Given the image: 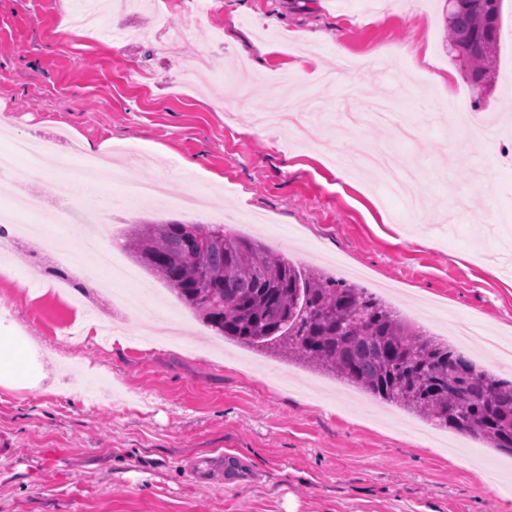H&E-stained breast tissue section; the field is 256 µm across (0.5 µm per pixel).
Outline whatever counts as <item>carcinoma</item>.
I'll return each instance as SVG.
<instances>
[{"instance_id": "obj_1", "label": "carcinoma", "mask_w": 512, "mask_h": 512, "mask_svg": "<svg viewBox=\"0 0 512 512\" xmlns=\"http://www.w3.org/2000/svg\"><path fill=\"white\" fill-rule=\"evenodd\" d=\"M502 0H445L447 49L490 77ZM131 257L227 339L343 379L512 453V381L481 371L368 289L301 269L222 224H132Z\"/></svg>"}]
</instances>
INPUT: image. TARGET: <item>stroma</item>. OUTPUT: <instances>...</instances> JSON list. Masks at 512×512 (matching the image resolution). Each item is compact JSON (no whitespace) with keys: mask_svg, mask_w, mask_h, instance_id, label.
<instances>
[{"mask_svg":"<svg viewBox=\"0 0 512 512\" xmlns=\"http://www.w3.org/2000/svg\"><path fill=\"white\" fill-rule=\"evenodd\" d=\"M74 0H0V113L13 131L103 150L126 168L128 148L167 178L172 196L206 192L189 213L133 199L113 182L109 247L129 224H221L258 237L301 267L361 287L399 285L383 299L451 347L454 315L512 345V0H502L494 77L475 88L445 48L443 0H211L202 24L185 13L113 6L108 35L68 23ZM176 37L174 53L144 58L130 29ZM349 60L348 86L293 77L301 56ZM462 75L442 95L430 74ZM310 124L305 142L272 126L229 123L273 94ZM394 100L420 129L402 142L369 123L343 133V115ZM487 127L490 152L464 154L450 131L460 116ZM387 149L414 169L417 206L370 171L332 153ZM52 251L28 239L0 260V324L44 354L40 388L0 386V512H506L512 455L472 435L300 363L217 336L164 284L142 307L99 292L94 256L77 251L64 272L74 297H57ZM105 318L126 332L66 340L65 323Z\"/></svg>","mask_w":512,"mask_h":512,"instance_id":"stroma-1","label":"stroma"}]
</instances>
